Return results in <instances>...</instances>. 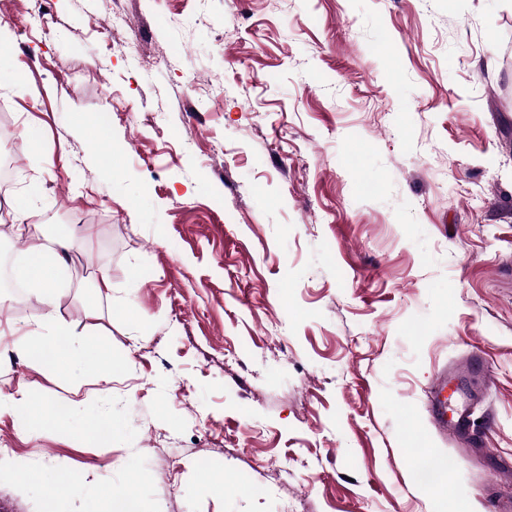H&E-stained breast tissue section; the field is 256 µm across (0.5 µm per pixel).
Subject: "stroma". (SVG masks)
Returning a JSON list of instances; mask_svg holds the SVG:
<instances>
[{
    "label": "stroma",
    "mask_w": 512,
    "mask_h": 512,
    "mask_svg": "<svg viewBox=\"0 0 512 512\" xmlns=\"http://www.w3.org/2000/svg\"><path fill=\"white\" fill-rule=\"evenodd\" d=\"M0 117V257L20 273L16 218H67L57 311L116 366L0 344V400L29 383L32 406L66 408L0 416L18 462L0 512H487L488 487L512 495V0H12ZM41 312L0 287L5 334ZM474 350L487 457L426 410L436 369Z\"/></svg>",
    "instance_id": "stroma-1"
}]
</instances>
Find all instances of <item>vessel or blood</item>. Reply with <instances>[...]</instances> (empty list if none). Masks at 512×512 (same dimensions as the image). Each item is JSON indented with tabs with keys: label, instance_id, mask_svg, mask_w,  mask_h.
I'll return each instance as SVG.
<instances>
[{
	"label": "vessel or blood",
	"instance_id": "vessel-or-blood-1",
	"mask_svg": "<svg viewBox=\"0 0 512 512\" xmlns=\"http://www.w3.org/2000/svg\"><path fill=\"white\" fill-rule=\"evenodd\" d=\"M491 372L479 353L451 369L440 370L430 391L428 411L439 432L464 440L470 435L474 405L482 403Z\"/></svg>",
	"mask_w": 512,
	"mask_h": 512
}]
</instances>
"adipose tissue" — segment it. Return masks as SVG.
I'll return each mask as SVG.
<instances>
[{
    "label": "adipose tissue",
    "instance_id": "1",
    "mask_svg": "<svg viewBox=\"0 0 512 512\" xmlns=\"http://www.w3.org/2000/svg\"><path fill=\"white\" fill-rule=\"evenodd\" d=\"M17 238L27 243L28 264L25 276L35 287V295L44 313L32 318L22 338L13 348L24 356L38 355L46 362H65L86 373L100 374L105 366L104 355L93 343L68 341V327L56 314L57 293L54 280L64 264V255L71 246L68 236H46L37 224H19Z\"/></svg>",
    "mask_w": 512,
    "mask_h": 512
}]
</instances>
